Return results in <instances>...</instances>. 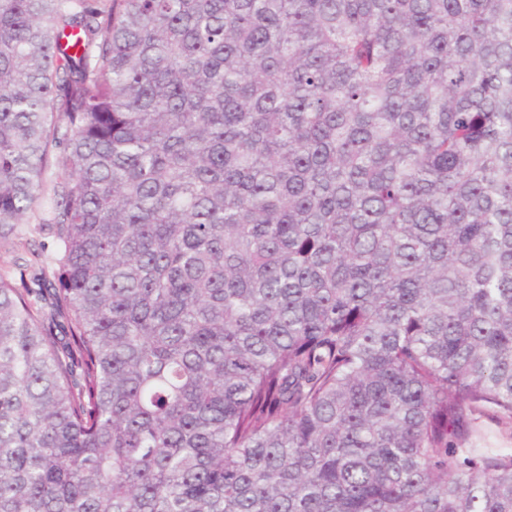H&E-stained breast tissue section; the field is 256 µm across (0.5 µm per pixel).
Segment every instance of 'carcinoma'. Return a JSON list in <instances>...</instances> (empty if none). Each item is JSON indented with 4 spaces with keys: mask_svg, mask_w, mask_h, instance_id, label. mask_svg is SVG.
<instances>
[{
    "mask_svg": "<svg viewBox=\"0 0 512 512\" xmlns=\"http://www.w3.org/2000/svg\"><path fill=\"white\" fill-rule=\"evenodd\" d=\"M52 160L0 512H512V0H0V239ZM478 427L485 436V443L490 448H512V428L510 425L498 424L494 419L481 417Z\"/></svg>",
    "mask_w": 512,
    "mask_h": 512,
    "instance_id": "cac0c4a2",
    "label": "carcinoma"
}]
</instances>
